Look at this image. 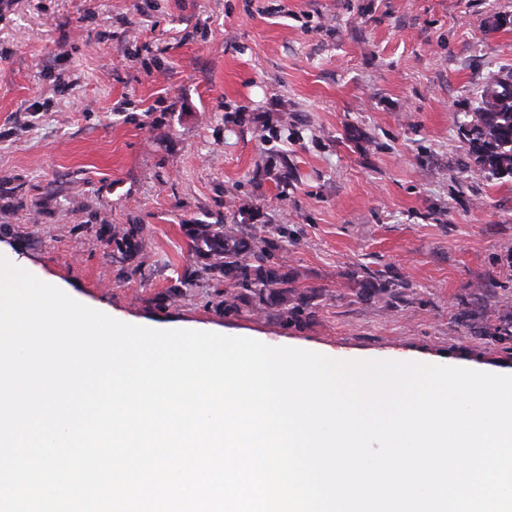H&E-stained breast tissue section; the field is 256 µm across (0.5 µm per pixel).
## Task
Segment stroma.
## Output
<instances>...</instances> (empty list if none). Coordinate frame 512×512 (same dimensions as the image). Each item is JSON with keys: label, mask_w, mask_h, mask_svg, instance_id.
Here are the masks:
<instances>
[{"label": "stroma", "mask_w": 512, "mask_h": 512, "mask_svg": "<svg viewBox=\"0 0 512 512\" xmlns=\"http://www.w3.org/2000/svg\"><path fill=\"white\" fill-rule=\"evenodd\" d=\"M512 0H0V250L146 327L512 368V181L472 178L470 100L512 70ZM260 216L314 316L227 314L186 224ZM142 228L122 260L116 225ZM375 276L412 303L356 295ZM493 317L495 316L492 315ZM491 316V317H492ZM475 336L471 338H478L486 340L493 344L505 345L504 349L512 350V313L508 315H497L492 320L488 321L473 331ZM509 345V346H507Z\"/></svg>", "instance_id": "1"}]
</instances>
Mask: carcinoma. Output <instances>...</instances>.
Wrapping results in <instances>:
<instances>
[{"label":"carcinoma","mask_w":512,"mask_h":512,"mask_svg":"<svg viewBox=\"0 0 512 512\" xmlns=\"http://www.w3.org/2000/svg\"><path fill=\"white\" fill-rule=\"evenodd\" d=\"M464 126L474 157L473 174L486 180L512 179V70L494 76L474 97ZM191 250L208 260L203 272L224 286V313H237L247 308L254 314L277 313L288 323L298 322L315 314V300L321 292L300 290L288 270L282 247L259 232H247L235 220L216 224H184ZM140 227L130 224L117 229L112 242L128 259L139 248ZM498 283L480 282L474 288L476 299L483 302L497 297ZM357 295L371 298L386 295L406 302L405 293L391 281L359 283ZM474 335L512 350V313L497 315L479 327Z\"/></svg>","instance_id":"carcinoma-1"}]
</instances>
